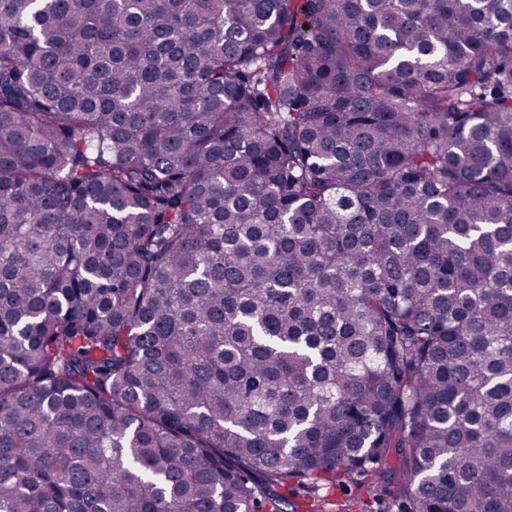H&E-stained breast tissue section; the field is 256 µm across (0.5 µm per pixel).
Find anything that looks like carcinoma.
<instances>
[{"label": "carcinoma", "mask_w": 512, "mask_h": 512, "mask_svg": "<svg viewBox=\"0 0 512 512\" xmlns=\"http://www.w3.org/2000/svg\"><path fill=\"white\" fill-rule=\"evenodd\" d=\"M512 512V0H0V512ZM326 498L324 512H342L337 509L348 501L353 504L352 512H399L397 501L379 487L365 483L362 477L343 480Z\"/></svg>", "instance_id": "carcinoma-1"}]
</instances>
